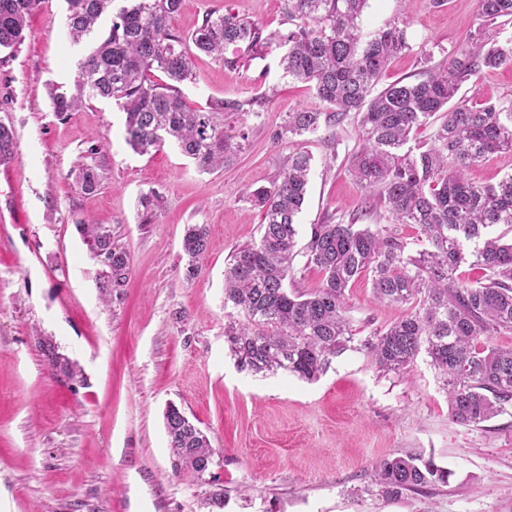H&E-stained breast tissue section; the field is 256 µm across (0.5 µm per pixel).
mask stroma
Returning <instances> with one entry per match:
<instances>
[{"instance_id":"35a3bbf8","label":"stroma","mask_w":512,"mask_h":512,"mask_svg":"<svg viewBox=\"0 0 512 512\" xmlns=\"http://www.w3.org/2000/svg\"><path fill=\"white\" fill-rule=\"evenodd\" d=\"M213 12L287 27L282 0H183L172 29L190 36ZM66 15V0H40L21 45L0 50V124L16 143L0 162V512H512V416L455 423L426 353L394 373L350 349L314 382L254 375L231 357L224 269L261 231L245 192L269 185L292 151L271 132L315 103L308 84L284 77L279 51L237 70L195 55L196 78L181 87L191 107L266 99L260 116L245 118L249 146L237 163L204 172L171 142L134 152L112 101L53 111L51 87L72 86L95 42H72ZM399 20L410 48L392 59L384 86L422 79L428 62L455 56L478 28L475 0H368L361 36ZM459 93L512 103V65L482 69ZM358 143L353 116L303 143L313 161L299 243L331 217L387 223L347 169ZM84 166L102 176L91 193L76 186ZM150 192L160 203L147 213L140 199ZM83 220L110 227L129 257V278L112 295ZM192 224L206 225L208 249L191 275L182 239ZM347 302L360 340L406 314L376 301L364 278ZM44 338L75 378L52 370ZM172 405L210 441L204 475L175 470L164 419ZM397 453L433 459L449 483L379 494L371 467Z\"/></svg>"}]
</instances>
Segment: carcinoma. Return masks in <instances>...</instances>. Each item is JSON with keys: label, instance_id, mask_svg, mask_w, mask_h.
I'll return each mask as SVG.
<instances>
[{"label": "carcinoma", "instance_id": "carcinoma-1", "mask_svg": "<svg viewBox=\"0 0 512 512\" xmlns=\"http://www.w3.org/2000/svg\"><path fill=\"white\" fill-rule=\"evenodd\" d=\"M66 0L69 37L77 42L104 16H112L79 65L74 91L50 89L54 111L72 112L84 102L114 100L125 112V141L148 154L167 141L212 171L233 164L245 150L248 134L235 117L255 113L258 99L218 100L192 108L179 84L195 79L193 51L224 55L230 46L243 54L224 59L235 69L245 56L281 50L283 75L313 85L319 107L288 113L272 132L276 144L296 143L322 128L359 115L360 147L351 153L349 171L368 197L382 204L391 222L359 228L355 221L310 226L297 249L296 217L311 175L312 157L296 150L268 186L248 192L262 213L259 241L235 249L224 271V307L236 318L224 337L237 367L254 375L293 373L318 379L332 359L354 342L346 291L359 277L370 278L375 299L405 306L409 312L361 344L383 371L399 372L426 352L448 397V412L461 425H478L512 406V348L491 344L512 331V242L489 229L512 227V174L493 186L468 181L466 170L489 154L512 152V107L457 97L462 84L483 68L512 65V37L500 43L482 33L468 38L459 53L426 71L419 81L396 80L378 90L385 67L410 48L406 24L394 23L360 42L359 20L368 0H284L288 29L265 32L258 23L232 13L208 14L186 44L172 31L183 0ZM39 0H0V49L25 39L29 16ZM480 26L512 17V0H477ZM167 81H154L155 72ZM440 120L429 148L415 156L408 143ZM12 131L0 126V159L11 158ZM100 175L82 167L76 184L93 192ZM418 231L413 238L403 227ZM79 229L92 256L106 254L100 287L108 295L125 285L128 254L112 243L110 229L83 221ZM475 247L468 248V243ZM208 245L207 229L187 228L182 250L188 272L199 270ZM323 278L307 292L288 291L297 256ZM483 271V280L464 285L459 268ZM40 349L52 367L75 376L72 362L50 340ZM165 428L176 469L201 474L214 451L203 431L179 408L165 413ZM372 481L387 497L448 483L452 472L415 455H390L371 469Z\"/></svg>", "mask_w": 512, "mask_h": 512}]
</instances>
